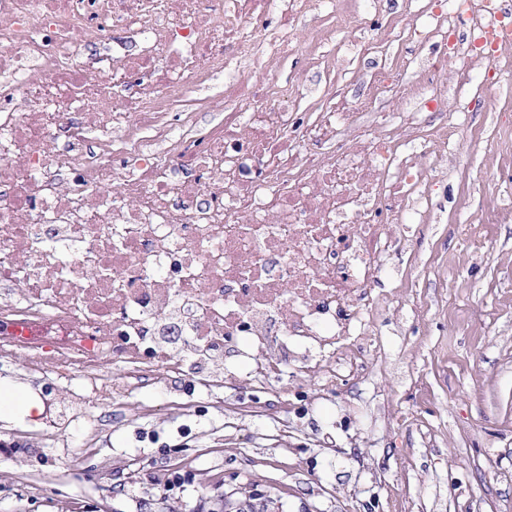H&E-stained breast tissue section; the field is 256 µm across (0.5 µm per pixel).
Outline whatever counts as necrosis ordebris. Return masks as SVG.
Returning <instances> with one entry per match:
<instances>
[{"label":"necrosis or debris","mask_w":512,"mask_h":512,"mask_svg":"<svg viewBox=\"0 0 512 512\" xmlns=\"http://www.w3.org/2000/svg\"><path fill=\"white\" fill-rule=\"evenodd\" d=\"M337 17L363 97L339 85L301 112L300 79L271 95L301 31ZM507 30L505 0H0V366L66 386L53 424L73 432L141 386L229 381L228 347L258 384L363 378L384 356L372 286L431 221L419 190L478 140L467 115L512 74ZM393 40L448 51L398 65ZM220 76V121L172 133L169 109Z\"/></svg>","instance_id":"4bbe7bcc"}]
</instances>
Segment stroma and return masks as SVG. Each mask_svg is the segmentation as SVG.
I'll list each match as a JSON object with an SVG mask.
<instances>
[{
  "mask_svg": "<svg viewBox=\"0 0 512 512\" xmlns=\"http://www.w3.org/2000/svg\"><path fill=\"white\" fill-rule=\"evenodd\" d=\"M471 121L484 138L456 141L466 174L434 190L438 223L416 227V256L393 254L375 285L387 301L383 367L314 408L318 376L285 371L295 394L273 415L247 407L262 391L245 383H181L188 410L137 392L91 455L67 432L26 446L42 414L0 407V512H215L244 485L279 512H465L485 497L512 512V221L497 217L512 208V77ZM480 213L491 220L476 261L457 227ZM416 296L428 315H400ZM405 416L414 426H400ZM106 459L120 462L121 487Z\"/></svg>",
  "mask_w": 512,
  "mask_h": 512,
  "instance_id": "obj_1",
  "label": "stroma"
}]
</instances>
